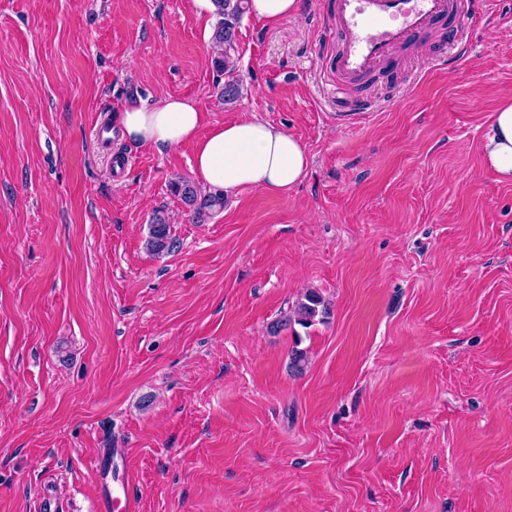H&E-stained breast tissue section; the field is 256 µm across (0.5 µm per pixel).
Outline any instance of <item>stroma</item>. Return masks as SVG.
Returning a JSON list of instances; mask_svg holds the SVG:
<instances>
[{"mask_svg":"<svg viewBox=\"0 0 512 512\" xmlns=\"http://www.w3.org/2000/svg\"><path fill=\"white\" fill-rule=\"evenodd\" d=\"M330 2L244 14L227 104L194 0H0V512L48 487L99 512L105 449L139 512H512V181L483 152L512 0L459 55L401 50L345 118ZM175 96L283 126L306 178L192 222L193 144L100 136ZM309 291L328 315L271 334ZM249 12L267 25L275 26L298 15L300 0H249ZM175 240L171 235V225L163 214H156L153 223L149 224L147 247L151 252L161 253L173 248Z\"/></svg>","mask_w":512,"mask_h":512,"instance_id":"obj_1","label":"stroma"}]
</instances>
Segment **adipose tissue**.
<instances>
[{"instance_id":"ef3b65f1","label":"adipose tissue","mask_w":512,"mask_h":512,"mask_svg":"<svg viewBox=\"0 0 512 512\" xmlns=\"http://www.w3.org/2000/svg\"><path fill=\"white\" fill-rule=\"evenodd\" d=\"M121 136L134 145L171 149L195 145L191 173L207 190L234 194L253 188L287 194L305 178L310 157L286 129L258 119L206 126L190 99L171 97L152 108L122 112ZM484 153L503 179L512 180V100L493 112Z\"/></svg>"}]
</instances>
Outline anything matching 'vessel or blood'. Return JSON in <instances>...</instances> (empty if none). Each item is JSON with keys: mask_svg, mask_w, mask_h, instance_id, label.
<instances>
[{"mask_svg": "<svg viewBox=\"0 0 512 512\" xmlns=\"http://www.w3.org/2000/svg\"><path fill=\"white\" fill-rule=\"evenodd\" d=\"M481 0H333L328 23L339 46L331 60L338 85H353L375 69L391 64L397 48L428 29L444 24L448 41H467V21ZM99 500L102 512H136L126 479L114 476L112 461L99 455Z\"/></svg>", "mask_w": 512, "mask_h": 512, "instance_id": "1", "label": "vessel or blood"}]
</instances>
